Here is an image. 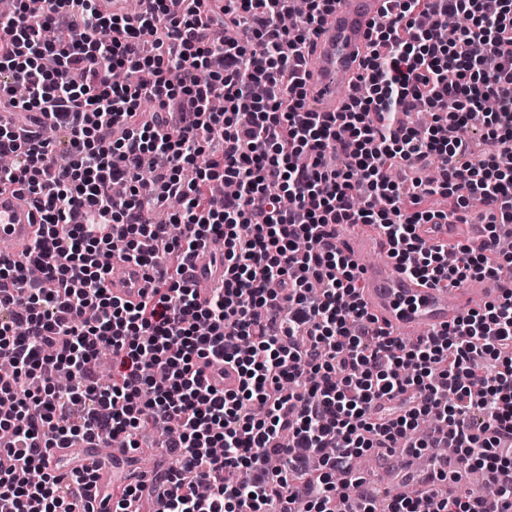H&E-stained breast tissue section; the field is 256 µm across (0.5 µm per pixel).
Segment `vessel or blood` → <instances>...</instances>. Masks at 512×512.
<instances>
[{
	"label": "vessel or blood",
	"instance_id": "vessel-or-blood-1",
	"mask_svg": "<svg viewBox=\"0 0 512 512\" xmlns=\"http://www.w3.org/2000/svg\"><path fill=\"white\" fill-rule=\"evenodd\" d=\"M144 6L145 0H98L100 12L106 15H130ZM386 6V0H337L325 16L303 69L312 111H341L346 92L353 90L361 72L371 27L385 14ZM38 225V214L29 196L0 193V240L11 243L14 253H21ZM336 244L356 261H360L367 247L344 224L336 227ZM190 267L192 282L223 285L224 264L219 253L202 250L191 260ZM108 281L114 296L132 304L139 303L153 286L143 267L117 255L110 263ZM359 291L368 311L396 336L421 329L442 331L490 301L489 295L471 288L434 287L410 278L390 261L363 265ZM101 455L98 440H78L72 447L53 449L49 465L93 471L98 484L103 485L109 475L97 465Z\"/></svg>",
	"mask_w": 512,
	"mask_h": 512
}]
</instances>
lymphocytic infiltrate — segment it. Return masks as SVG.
I'll return each mask as SVG.
<instances>
[{
  "mask_svg": "<svg viewBox=\"0 0 512 512\" xmlns=\"http://www.w3.org/2000/svg\"><path fill=\"white\" fill-rule=\"evenodd\" d=\"M104 16L97 0H16L0 17V191L23 185L41 215L21 259L0 260V512H375L353 464L374 448L413 455L455 447L461 470L490 476L484 495L449 494L433 464L421 492L385 512H496L512 507V290L465 321L410 343L378 326L358 295L359 271L336 245L340 224L387 240L397 268L457 287L499 279L481 247L448 262L419 229L485 210L481 235L512 223V0H389L374 23L361 89L340 112H309L301 64L335 0H147ZM451 14L466 16L456 40ZM127 79H113L116 70ZM154 104L144 110V101ZM427 103L424 127L400 115ZM42 114L64 141L31 138ZM482 114L488 157L466 134ZM435 165L412 192L388 176L396 161ZM236 191L214 199V181ZM450 201L449 212L429 205ZM169 206L166 223L142 222ZM224 244V285L200 296L186 264ZM150 271L152 294L113 298V254ZM109 347L116 367L98 380ZM233 365L237 390L211 386ZM70 389L54 384L58 371ZM177 419L163 443L176 465L156 486L97 495L92 473L51 472L49 449L136 434ZM284 458L283 471L267 467Z\"/></svg>",
  "mask_w": 512,
  "mask_h": 512,
  "instance_id": "f902f5d3",
  "label": "lymphocytic infiltrate"
}]
</instances>
